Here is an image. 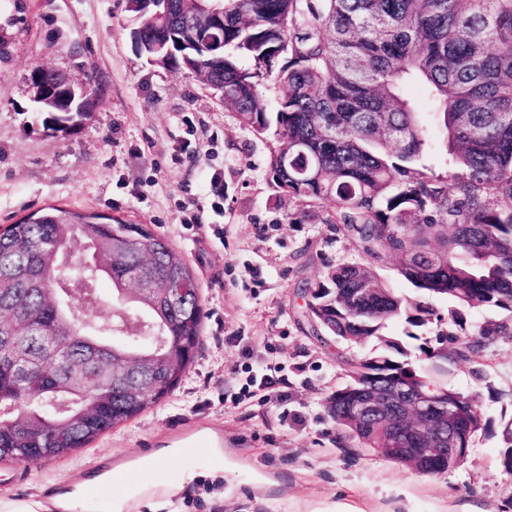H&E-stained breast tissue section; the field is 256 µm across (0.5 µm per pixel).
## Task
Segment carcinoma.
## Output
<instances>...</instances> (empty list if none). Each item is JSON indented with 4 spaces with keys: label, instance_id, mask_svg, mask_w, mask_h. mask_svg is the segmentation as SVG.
Segmentation results:
<instances>
[{
    "label": "carcinoma",
    "instance_id": "obj_1",
    "mask_svg": "<svg viewBox=\"0 0 512 512\" xmlns=\"http://www.w3.org/2000/svg\"><path fill=\"white\" fill-rule=\"evenodd\" d=\"M127 11L136 43L167 56L215 91L255 134L273 135L269 169L286 197L330 203L335 224L365 262L341 264L305 289L311 320L331 336L370 346L343 360L346 380L416 375L448 391L469 424L464 447L502 437L477 397L448 387V362L473 359L512 323L468 330L467 312L512 313V0H211L193 11ZM422 87L434 122L408 95ZM72 90L50 72L40 111L75 112ZM394 262L418 290L401 296L376 266ZM149 291L142 319L109 336L72 311L107 278L125 297L131 272ZM197 283L191 266L146 224L50 206L0 230V458L29 462L84 448L177 387L192 364L204 318L200 296L170 305L165 289ZM450 300L448 321L430 303ZM406 325L411 347L388 331ZM166 338L157 347L154 337ZM420 351L430 366L414 361ZM123 363L157 390L129 397L110 386ZM28 396L40 402L19 410ZM329 415L359 448L428 476L414 463L431 430L394 419L359 422L334 391ZM403 436L392 448L386 437Z\"/></svg>",
    "mask_w": 512,
    "mask_h": 512
}]
</instances>
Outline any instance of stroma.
<instances>
[{"label":"stroma","instance_id":"1","mask_svg":"<svg viewBox=\"0 0 512 512\" xmlns=\"http://www.w3.org/2000/svg\"><path fill=\"white\" fill-rule=\"evenodd\" d=\"M131 28L126 0H0V226L48 206L150 225L196 272L200 345L180 384L137 418L61 457L0 461V501L58 512L53 497L102 468L113 479L90 485L86 512L120 493L129 512H512L498 438L432 477L341 446L324 399L346 380L343 359L366 349L316 326L304 290L361 255L331 224L332 205L281 195L272 137L191 75L148 64ZM41 66L75 85L94 77L99 102L48 128L31 83ZM268 370L278 397H240L248 375ZM448 385L478 396L487 417L512 415V338L449 363ZM168 446L181 450L174 462L133 468Z\"/></svg>","mask_w":512,"mask_h":512}]
</instances>
